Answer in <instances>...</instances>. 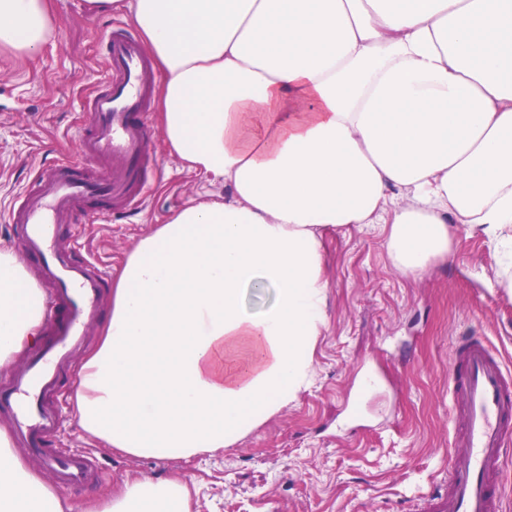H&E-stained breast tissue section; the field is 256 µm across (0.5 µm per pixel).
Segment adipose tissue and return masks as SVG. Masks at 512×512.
Returning <instances> with one entry per match:
<instances>
[{
  "mask_svg": "<svg viewBox=\"0 0 512 512\" xmlns=\"http://www.w3.org/2000/svg\"><path fill=\"white\" fill-rule=\"evenodd\" d=\"M163 75L169 151L229 199L139 240L78 375L82 428L142 458L231 447L313 382L325 230L385 224L394 266L494 245L512 292V0H134ZM49 0H0V47L30 55ZM45 296L0 247V365L34 345ZM176 477L125 482L98 512H188ZM0 512H84L0 429Z\"/></svg>",
  "mask_w": 512,
  "mask_h": 512,
  "instance_id": "1",
  "label": "adipose tissue"
}]
</instances>
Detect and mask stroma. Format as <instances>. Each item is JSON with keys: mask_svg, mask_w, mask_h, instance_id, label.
Returning <instances> with one entry per match:
<instances>
[{"mask_svg": "<svg viewBox=\"0 0 512 512\" xmlns=\"http://www.w3.org/2000/svg\"><path fill=\"white\" fill-rule=\"evenodd\" d=\"M127 4L99 14L87 0H51L54 23L38 52L0 48V244L18 246L5 211L19 193L56 162L79 161L73 132L103 89V36L116 24L136 29ZM148 146L158 168L142 206L109 220L76 208L78 240L61 241L114 278L157 225L228 194L223 182L184 169L159 125ZM387 236L384 224L325 231L327 327L309 389L232 447L178 461L112 450L64 405L61 447L90 449L102 476L60 496L91 507L126 478L174 475L191 489L190 512H414L448 467L454 343L485 336L512 366V295L499 287L494 249L480 233L458 226L451 258L417 276L394 267Z\"/></svg>", "mask_w": 512, "mask_h": 512, "instance_id": "1", "label": "stroma"}]
</instances>
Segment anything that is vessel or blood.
I'll use <instances>...</instances> for the list:
<instances>
[{
	"label": "vessel or blood",
	"mask_w": 512,
	"mask_h": 512,
	"mask_svg": "<svg viewBox=\"0 0 512 512\" xmlns=\"http://www.w3.org/2000/svg\"><path fill=\"white\" fill-rule=\"evenodd\" d=\"M106 59L108 88L89 103L90 128L77 135L80 163H56L10 211L22 250L39 258L40 279L53 288L57 309L49 314L43 346L0 387V407L13 416L15 438L66 487L85 483L87 456L79 449L63 453L50 447L58 419L46 399L60 388L63 368L83 350L109 278L90 261L75 260L59 248V227L82 203L105 218L141 201L148 190L142 171L151 165L148 116L155 75L150 55L136 36L116 29L106 39ZM448 394V478L419 500L415 512H502L501 474L512 455V366L485 337H458Z\"/></svg>",
	"instance_id": "1"
}]
</instances>
